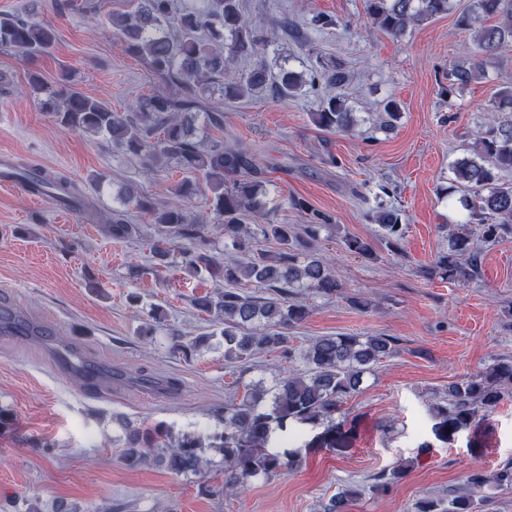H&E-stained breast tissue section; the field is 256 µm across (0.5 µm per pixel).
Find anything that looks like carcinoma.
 Listing matches in <instances>:
<instances>
[{"mask_svg": "<svg viewBox=\"0 0 512 512\" xmlns=\"http://www.w3.org/2000/svg\"><path fill=\"white\" fill-rule=\"evenodd\" d=\"M366 10L384 31L400 36L408 28L448 13L450 0H365ZM108 21L124 50L143 58L151 72L171 87L169 94L138 97L126 111H116L72 84L64 72L53 85L39 75L29 85L42 109L63 128L103 136L112 147L141 160L144 169L173 164L190 174L171 187V201L159 206L154 198L131 189L120 196V207L112 209L106 223L112 235L130 234L129 209L149 214L155 224L174 239L188 241L195 250L180 252V264L197 273L205 270L224 279V289L194 300L202 313L215 318L223 328L224 362L247 372L255 356L278 350L301 369L284 372L267 386L263 381L242 385L243 395H234L212 411L222 426L210 447L224 457V484L216 492L240 495L250 481L262 475H279L297 464L301 449L273 451L280 434L291 425L321 428L304 444L310 448H336L351 435L345 420H336L343 400L356 392L364 374L391 356V336L340 334L317 337L300 348L288 345V330L301 324L309 308L299 301L304 293L333 297L343 294V283L323 259L315 256L320 230L329 227L327 217L312 213L310 223L297 231L291 224H277L266 209L267 184L251 174L255 164L240 146L224 143L208 129L224 130V112L211 108L206 100L215 94L240 98L264 89L286 98L302 88L320 94L313 122L325 130L349 132L354 113L339 95L320 93L321 86L340 88L348 81L342 68L309 74L281 66L273 73L264 66L237 70L234 62L246 60L260 42L256 30L240 8V0H207L203 10H181L175 0H131L130 9ZM484 25L475 30L466 58L448 72V93L485 76L484 62L498 56L512 41V0H473L472 10L461 15L460 23ZM57 40L49 23L35 18L0 14V48L12 49L25 58L46 55ZM398 104L390 100L379 113L376 129L388 133L396 127ZM469 156L454 166L455 187L471 193L462 199L467 211L465 223L451 232L448 249L438 253L430 274L441 279L466 280L475 270L471 239L464 228L480 227L486 240H495L512 226V183L499 182L502 171L512 170V90H506L493 104V113L478 127L468 147ZM29 191L56 202H74L86 207L64 177L37 169L16 171ZM197 192L207 196L214 221L224 235V265H219L205 247L212 243L207 224L189 219L179 201ZM388 246L398 250L404 234L401 211L381 203L372 214ZM262 237L277 244L273 252L254 250ZM345 248L366 260L375 258L370 242L343 237ZM213 332L192 339L172 334L170 349L188 358L208 343ZM512 386V360L498 359L485 370L448 386V394L429 405L436 439L448 443L461 432L477 434L486 417ZM125 447L121 458L135 467L160 461L176 475L200 476L211 465L200 441L192 435L166 446L161 427L143 428L125 424ZM512 485V466L495 473L475 469L448 505L432 498L416 503V512H478L484 489ZM359 496L347 486L326 505L325 512H347Z\"/></svg>", "mask_w": 512, "mask_h": 512, "instance_id": "obj_1", "label": "carcinoma"}]
</instances>
